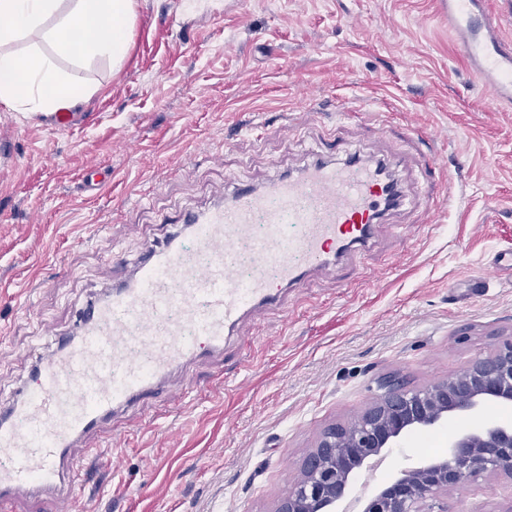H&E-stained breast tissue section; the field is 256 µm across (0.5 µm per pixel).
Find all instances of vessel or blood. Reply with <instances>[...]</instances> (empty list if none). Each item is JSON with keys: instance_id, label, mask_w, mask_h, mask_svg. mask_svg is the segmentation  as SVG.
Returning a JSON list of instances; mask_svg holds the SVG:
<instances>
[{"instance_id": "b4317fda", "label": "vessel or blood", "mask_w": 512, "mask_h": 512, "mask_svg": "<svg viewBox=\"0 0 512 512\" xmlns=\"http://www.w3.org/2000/svg\"><path fill=\"white\" fill-rule=\"evenodd\" d=\"M440 9L490 99L512 104V37L484 0ZM391 207L386 181L353 156L184 214L187 241L146 246L137 277L91 301L28 389L0 402V512L40 493L76 512L84 468L69 455L74 440L140 404L173 368L223 351L253 309L281 310L310 271L368 248Z\"/></svg>"}]
</instances>
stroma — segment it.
I'll list each match as a JSON object with an SVG mask.
<instances>
[{
	"mask_svg": "<svg viewBox=\"0 0 512 512\" xmlns=\"http://www.w3.org/2000/svg\"><path fill=\"white\" fill-rule=\"evenodd\" d=\"M135 2L120 66L11 45L52 57L86 95L64 132L0 105V398L181 212L318 157L399 155L412 194L352 280L312 271L280 312L253 310L223 355L173 371L71 450L102 460L81 512H273L318 436L378 401L380 378L418 389L512 339V272L495 265L512 249V107H490L438 0ZM429 154L459 198L441 214ZM461 427L407 435L355 492L446 456ZM445 505L512 512V480L477 477L424 510Z\"/></svg>",
	"mask_w": 512,
	"mask_h": 512,
	"instance_id": "obj_1",
	"label": "stroma"
}]
</instances>
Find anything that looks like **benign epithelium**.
I'll return each mask as SVG.
<instances>
[{
    "mask_svg": "<svg viewBox=\"0 0 512 512\" xmlns=\"http://www.w3.org/2000/svg\"><path fill=\"white\" fill-rule=\"evenodd\" d=\"M381 388L379 401L354 425H334L323 432L301 480L274 512H336L365 463L400 447L406 435L428 431L452 417L478 424L450 439L448 457L401 470L366 498L362 512H423L427 499L446 495L477 476L512 478V422L484 418L491 407H512L511 340L448 380L412 390L389 378Z\"/></svg>",
    "mask_w": 512,
    "mask_h": 512,
    "instance_id": "obj_1",
    "label": "benign epithelium"
}]
</instances>
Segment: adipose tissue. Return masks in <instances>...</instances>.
I'll use <instances>...</instances> for the list:
<instances>
[{"label":"adipose tissue","instance_id":"adipose-tissue-1","mask_svg":"<svg viewBox=\"0 0 512 512\" xmlns=\"http://www.w3.org/2000/svg\"><path fill=\"white\" fill-rule=\"evenodd\" d=\"M63 0H0V104L53 113L82 97L51 57L20 55L9 45L23 35L38 33L47 20L56 19L50 37L60 54L107 57L113 65L125 58L135 26L134 0H74L62 11ZM87 30L81 48H74V29Z\"/></svg>","mask_w":512,"mask_h":512}]
</instances>
